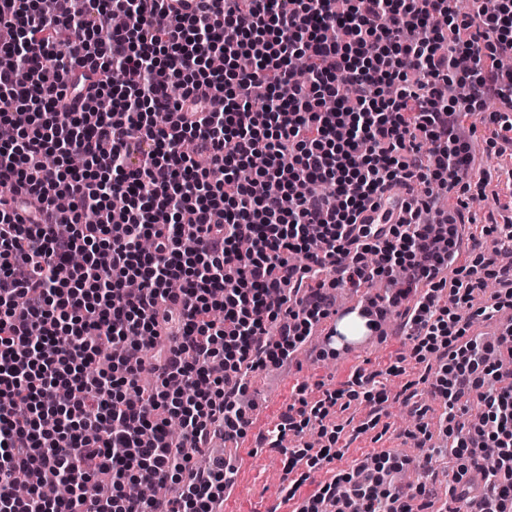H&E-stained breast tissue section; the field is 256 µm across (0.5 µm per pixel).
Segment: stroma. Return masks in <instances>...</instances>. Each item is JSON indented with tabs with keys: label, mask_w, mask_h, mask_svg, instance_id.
I'll use <instances>...</instances> for the list:
<instances>
[{
	"label": "stroma",
	"mask_w": 512,
	"mask_h": 512,
	"mask_svg": "<svg viewBox=\"0 0 512 512\" xmlns=\"http://www.w3.org/2000/svg\"><path fill=\"white\" fill-rule=\"evenodd\" d=\"M402 313V308L392 309L388 319L395 324V331L365 351L336 358L303 351L282 368L269 366L250 374L244 397L258 402L259 410L247 436L232 448L237 467L236 492L225 498L224 512H289L283 500V489L290 480L286 472L290 451L306 443L317 444L319 428L312 425L301 435H289L284 446L263 441L262 435L273 429L299 398L314 401L327 389H343L353 394L349 412L354 419L338 435L335 448L340 451V458L312 469L297 493L298 498L312 495L320 483L329 480L335 472L350 469L387 451L406 459L409 485L423 482L430 490L438 492L439 497L434 501L436 512H462L463 502L448 492L458 464L446 451L445 438L436 432L443 404L430 394L428 384L418 380L415 362L409 357L411 342L397 329ZM399 361L404 364L405 374L389 375V368ZM373 373L386 374L388 400L379 422L371 427L367 424L365 388L357 377ZM406 387L411 389L415 403L427 411L425 420L434 431L430 448H421L417 439L411 436L415 419L411 413L412 405L406 404L402 393ZM427 455L432 458L429 471L415 470L413 461Z\"/></svg>",
	"instance_id": "stroma-1"
}]
</instances>
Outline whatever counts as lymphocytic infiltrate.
I'll list each match as a JSON object with an SVG mask.
<instances>
[{
    "instance_id": "f902f5d3",
    "label": "lymphocytic infiltrate",
    "mask_w": 512,
    "mask_h": 512,
    "mask_svg": "<svg viewBox=\"0 0 512 512\" xmlns=\"http://www.w3.org/2000/svg\"><path fill=\"white\" fill-rule=\"evenodd\" d=\"M181 2L0 0V123L26 115L0 145V512H214L236 469L192 454L212 426L246 436L251 372L327 317L326 289L399 271L402 288L364 312L376 326L404 305L444 423L477 393L451 451L481 482L458 497L512 512V323L492 344L468 334L512 302V216L493 226L487 273L453 264L468 194L494 181L471 117L491 100L512 112L499 64L512 0L470 14L456 0H349L341 13L333 0H203L192 14ZM245 54L252 69L237 65ZM445 194L453 208H438ZM343 396L302 403L274 437L343 416ZM402 466L377 454L294 512H411L393 482ZM59 482L67 497L44 496ZM133 483L181 492L145 502Z\"/></svg>"
}]
</instances>
